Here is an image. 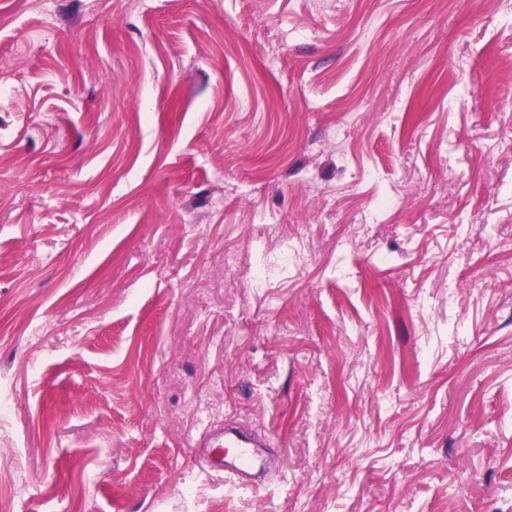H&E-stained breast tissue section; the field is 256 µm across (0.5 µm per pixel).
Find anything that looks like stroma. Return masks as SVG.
Wrapping results in <instances>:
<instances>
[{
    "label": "stroma",
    "mask_w": 512,
    "mask_h": 512,
    "mask_svg": "<svg viewBox=\"0 0 512 512\" xmlns=\"http://www.w3.org/2000/svg\"><path fill=\"white\" fill-rule=\"evenodd\" d=\"M0 499L512 512V0H0ZM195 447L208 467L224 472L236 487L258 486L271 465L283 461L269 437L234 423L211 428Z\"/></svg>",
    "instance_id": "35a3bbf8"
}]
</instances>
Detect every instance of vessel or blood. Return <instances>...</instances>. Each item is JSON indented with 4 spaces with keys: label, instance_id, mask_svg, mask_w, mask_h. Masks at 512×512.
<instances>
[{
    "label": "vessel or blood",
    "instance_id": "vessel-or-blood-1",
    "mask_svg": "<svg viewBox=\"0 0 512 512\" xmlns=\"http://www.w3.org/2000/svg\"><path fill=\"white\" fill-rule=\"evenodd\" d=\"M198 446L207 465L224 472L237 487L259 485L270 467L283 460L269 437L234 423L211 428Z\"/></svg>",
    "mask_w": 512,
    "mask_h": 512
}]
</instances>
